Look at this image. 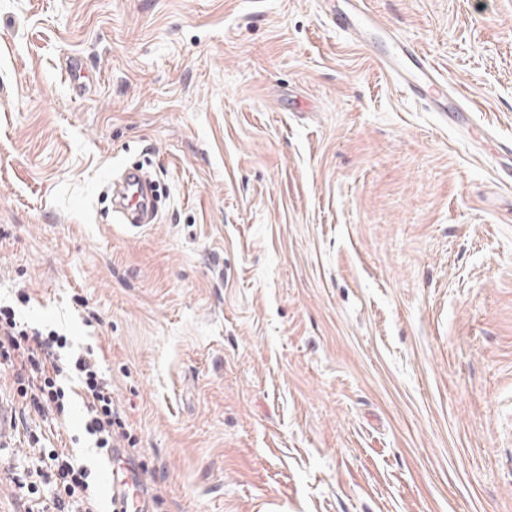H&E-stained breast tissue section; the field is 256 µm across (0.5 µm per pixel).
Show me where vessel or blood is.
Returning <instances> with one entry per match:
<instances>
[{
    "label": "vessel or blood",
    "mask_w": 512,
    "mask_h": 512,
    "mask_svg": "<svg viewBox=\"0 0 512 512\" xmlns=\"http://www.w3.org/2000/svg\"><path fill=\"white\" fill-rule=\"evenodd\" d=\"M329 19L336 30L346 33L358 46L371 48L384 40L385 51L375 54L381 70L411 98L452 122L465 120L471 107L462 92L449 88L439 71L422 51L408 41L388 37L382 22L368 13L365 0H348L346 6L330 11ZM151 199V189L142 171H126L121 189L113 198V210L120 223L138 227ZM104 477L110 494L112 512H151L142 496H129L133 486H145L146 478L139 463L130 462L121 449H114L104 465Z\"/></svg>",
    "instance_id": "1"
}]
</instances>
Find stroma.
<instances>
[{"label":"stroma","mask_w":512,"mask_h":512,"mask_svg":"<svg viewBox=\"0 0 512 512\" xmlns=\"http://www.w3.org/2000/svg\"><path fill=\"white\" fill-rule=\"evenodd\" d=\"M370 4L466 126L329 0H0V304L97 350L160 512H512V0ZM84 415L0 437V512ZM346 1L345 8L332 9L328 15L336 30L367 49L377 40H385L386 50L373 55L381 70L411 98L434 112L456 124L465 121V113L472 112L466 96L448 88L434 62L413 43L393 40L383 23L368 13L365 0ZM150 199L151 189L142 171L127 170L123 174L121 189L113 198V212L118 213V223L140 227Z\"/></svg>","instance_id":"stroma-1"}]
</instances>
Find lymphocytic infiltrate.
<instances>
[{
    "label": "lymphocytic infiltrate",
    "mask_w": 512,
    "mask_h": 512,
    "mask_svg": "<svg viewBox=\"0 0 512 512\" xmlns=\"http://www.w3.org/2000/svg\"><path fill=\"white\" fill-rule=\"evenodd\" d=\"M66 347V336L26 325L13 307L0 306V366L13 371L14 398L25 410L64 420L72 393L66 381L76 377L85 408L84 431L101 458H109L114 448L133 440L125 413L114 403L112 381L100 368L93 349L70 354ZM22 487L30 496L47 491L56 512H66L74 501L81 503L82 512H94L92 470L71 453L51 450L44 465L36 467Z\"/></svg>",
    "instance_id": "obj_1"
}]
</instances>
